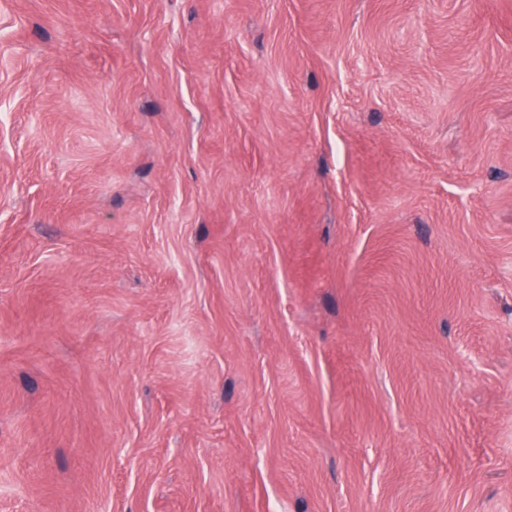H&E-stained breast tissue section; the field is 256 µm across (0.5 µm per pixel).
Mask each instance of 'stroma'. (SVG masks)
<instances>
[{
  "label": "stroma",
  "instance_id": "1",
  "mask_svg": "<svg viewBox=\"0 0 512 512\" xmlns=\"http://www.w3.org/2000/svg\"><path fill=\"white\" fill-rule=\"evenodd\" d=\"M0 512H512V0H0Z\"/></svg>",
  "mask_w": 512,
  "mask_h": 512
}]
</instances>
